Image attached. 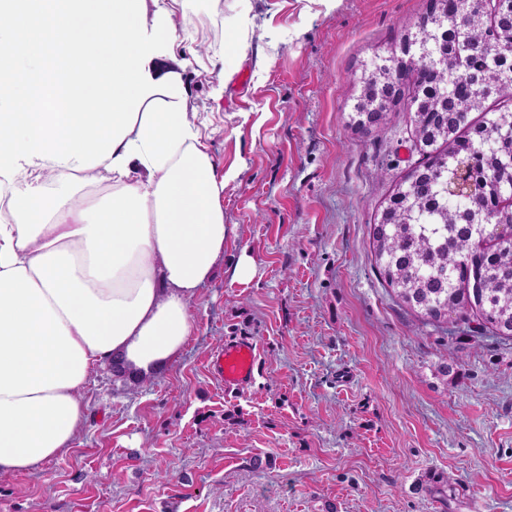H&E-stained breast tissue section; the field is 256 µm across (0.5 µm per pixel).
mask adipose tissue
Instances as JSON below:
<instances>
[{"label":"adipose tissue","instance_id":"1","mask_svg":"<svg viewBox=\"0 0 512 512\" xmlns=\"http://www.w3.org/2000/svg\"><path fill=\"white\" fill-rule=\"evenodd\" d=\"M73 170L35 160L0 176V476L70 447L93 370L117 359L154 378L193 334L191 305L231 229L204 139L161 169Z\"/></svg>","mask_w":512,"mask_h":512}]
</instances>
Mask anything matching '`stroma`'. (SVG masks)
Returning <instances> with one entry per match:
<instances>
[{
    "label": "stroma",
    "instance_id": "35a3bbf8",
    "mask_svg": "<svg viewBox=\"0 0 512 512\" xmlns=\"http://www.w3.org/2000/svg\"><path fill=\"white\" fill-rule=\"evenodd\" d=\"M174 0L176 57L233 232L179 360L128 389L98 367L71 448L0 476V512H512V338L397 302L371 248L419 155L411 114L354 131L357 77L426 0ZM232 80L222 81L223 71ZM256 261L233 280L241 252ZM259 346L226 389L208 356ZM459 359L457 378L437 373Z\"/></svg>",
    "mask_w": 512,
    "mask_h": 512
}]
</instances>
